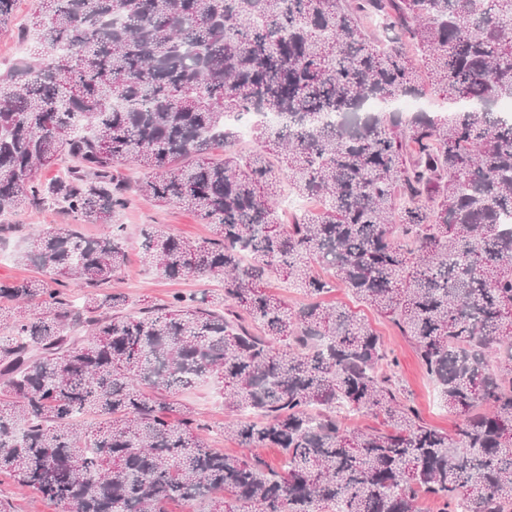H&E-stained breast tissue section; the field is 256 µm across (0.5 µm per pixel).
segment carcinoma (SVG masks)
I'll list each match as a JSON object with an SVG mask.
<instances>
[{
  "mask_svg": "<svg viewBox=\"0 0 512 512\" xmlns=\"http://www.w3.org/2000/svg\"><path fill=\"white\" fill-rule=\"evenodd\" d=\"M383 29L370 41L362 20ZM37 61L0 76V215L52 200L96 238L42 229L16 254L44 275L0 281V473L60 512H512V0H39ZM429 67L423 83L405 53ZM431 91L448 116L345 117ZM280 155L231 148L233 112ZM336 113L343 121L328 124ZM75 165L37 174L61 155ZM155 172L143 195L192 212L214 238L142 231L170 280L221 277L125 311L99 294L125 266L112 168ZM322 208L287 224L282 175ZM336 280L414 341L453 433L416 423L370 323L319 296ZM277 273L312 302L259 287ZM94 289L81 309L54 287ZM217 378L245 448H279L281 474L211 445L182 389ZM384 417L365 431L346 414ZM234 119L238 124V128L242 138L250 135L253 124L262 120L266 123L280 125L285 123L284 118L276 112H266L265 114H257L255 112H236Z\"/></svg>",
  "mask_w": 512,
  "mask_h": 512,
  "instance_id": "obj_1",
  "label": "carcinoma"
}]
</instances>
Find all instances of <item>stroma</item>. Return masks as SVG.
<instances>
[{"label":"stroma","instance_id":"1","mask_svg":"<svg viewBox=\"0 0 512 512\" xmlns=\"http://www.w3.org/2000/svg\"><path fill=\"white\" fill-rule=\"evenodd\" d=\"M38 0H16L13 18L8 29L0 31V74L12 67L34 58V45L28 37L35 20ZM113 174L125 190L128 205L114 218L115 223L126 227L127 260L124 268L105 292L119 291L129 297V312H138L143 305H157L168 300L177 291H216L222 283L217 277H187L170 281L150 270L142 254V228L156 225L166 231L192 240L210 238L211 230L189 211L162 205L142 196L136 189L147 176L145 169L134 164L116 165ZM5 227L0 230V281L40 278L41 272L34 265L18 263L16 250L34 230L48 226L72 223L73 218L53 202L41 200L15 213L6 215ZM326 303H342L353 309L363 310L365 317L380 335L388 351L397 359L395 378L404 389L409 404L416 412L421 424L442 433L453 432L457 420L443 407L436 384L426 375L413 341L403 336L390 319L377 315L372 310L362 309L351 293L343 287L330 289L322 294ZM181 400L192 404L211 424L210 439L213 447L228 455H242L258 459L271 469L281 472L286 459L276 448H240L238 443L225 437L223 432L225 407L221 383L212 379L184 390ZM0 512H59L58 508L40 494L17 485L6 474L0 475Z\"/></svg>","mask_w":512,"mask_h":512}]
</instances>
